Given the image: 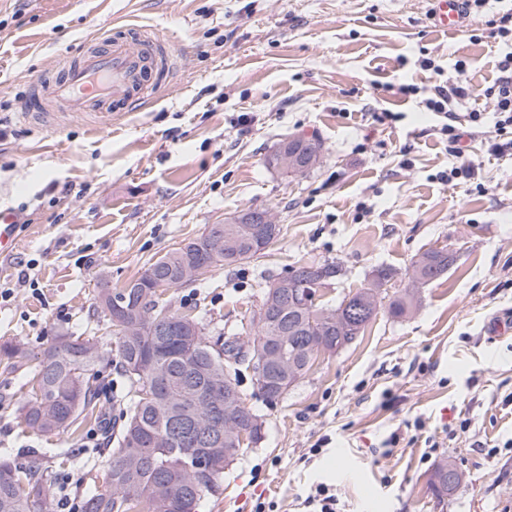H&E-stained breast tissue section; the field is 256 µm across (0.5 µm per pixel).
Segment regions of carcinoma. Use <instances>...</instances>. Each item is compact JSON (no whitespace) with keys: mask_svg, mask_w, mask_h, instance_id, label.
Instances as JSON below:
<instances>
[{"mask_svg":"<svg viewBox=\"0 0 512 512\" xmlns=\"http://www.w3.org/2000/svg\"><path fill=\"white\" fill-rule=\"evenodd\" d=\"M214 225L190 241L193 252L210 266L233 267L252 261L257 257L254 244L237 224L224 225V250L213 256L208 251ZM451 263L448 252L428 250L412 261L409 270L425 277V283L435 282L445 276ZM306 265L325 268V277L318 278L316 288H324L330 279L341 272L339 265L321 263L316 260L304 261ZM167 289L156 288V282L143 281L138 289H127V285L112 289L117 297L127 296V301L139 300L142 295L150 297L156 308L155 315L161 321H191L200 331L199 343L190 349L178 336L169 338L167 346L155 345L152 325L146 321L143 335L130 346L124 336L122 325L112 321L102 305L96 311L106 317L115 338V348L98 347L97 359L87 365L76 355V344L80 337L71 336L64 342H57L46 349L42 357L30 359L23 348L11 341L0 344V362L4 368L15 370L25 367L28 376L29 395L19 407L20 417L25 425L41 436H59L76 432L87 418L100 423L103 444L112 454V464L104 481L106 488L91 491L79 497L75 512H187L181 497L189 498L194 504L219 489V479L224 468L233 462L242 449L260 442L261 436L248 431L247 418L253 411L245 404L241 389L243 372L255 376L254 367L262 343L269 334L255 331L254 318L242 324L245 332H254L252 348L244 351L235 340L223 343L224 354H210L206 344L205 326L195 316L172 309L170 301L164 298ZM381 307V300L372 288H359L344 296L336 305L321 301L305 307L288 304L280 309V323L288 326L287 361L296 367L294 374L286 377L272 372L267 385L272 392L304 376L313 366L315 356L308 348L311 340L325 337L337 343L350 344ZM413 307V298L405 293L393 299L388 312L402 317ZM193 358L204 369L221 380L228 382L230 392L239 407L240 433L231 442L208 454L209 471L203 482L196 488L184 486L180 464L183 453L196 449L193 439L186 437L174 444H157L148 448L142 440L150 435L164 438L168 432L166 405L157 398L154 385L155 372L170 375L169 394L171 399L181 397L184 385L189 379L179 373L178 361ZM114 366L125 381L126 392L119 399L120 413L110 418L100 406L101 392L95 384L98 367ZM82 385L78 402L67 403L60 399L59 387L64 382ZM27 453L32 461L27 465L7 460L0 461V512H54V500L49 495L44 471L38 463L39 449L29 448ZM461 483V475L455 467L445 464L437 468L430 485L439 496L454 491Z\"/></svg>","mask_w":512,"mask_h":512,"instance_id":"obj_1","label":"carcinoma"}]
</instances>
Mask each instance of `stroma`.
I'll return each instance as SVG.
<instances>
[{
	"label": "stroma",
	"mask_w": 512,
	"mask_h": 512,
	"mask_svg": "<svg viewBox=\"0 0 512 512\" xmlns=\"http://www.w3.org/2000/svg\"><path fill=\"white\" fill-rule=\"evenodd\" d=\"M433 0H0V207L20 214L13 253L0 260V341L41 354L55 336L110 343L93 317L97 278L118 287L150 262L249 208L281 227L264 254L215 267L173 288L209 337L230 336L257 309L263 287L297 262L342 268L324 290L336 303L392 270L391 299L413 258L452 259L443 279L416 288L403 317L380 310L337 352L319 355L274 405L250 380L246 404L263 438L224 470L200 512H309L318 484L337 512H512V333L488 320L512 315V150H496L486 95L512 44L488 24L512 0H488L447 32ZM155 29L176 49L172 80L147 106L105 121L70 112H22L32 83L54 74L83 43L124 25ZM434 63L425 70L421 59ZM462 78L460 120L483 123L463 157L448 152L441 119L423 98ZM416 86L401 95L400 85ZM400 118L375 123L374 113ZM252 122L242 127L239 119ZM316 136L321 163L302 175L269 168L285 138ZM478 179L442 182L460 165ZM23 370L0 368V459L41 448L59 503L81 493L84 466L105 471L98 433L41 438L24 430ZM467 432H460L461 421ZM399 441L385 442L391 435ZM75 448V463L53 457ZM462 473L440 497L439 464Z\"/></svg>",
	"instance_id": "1"
}]
</instances>
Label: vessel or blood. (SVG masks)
<instances>
[{
	"label": "vessel or blood",
	"instance_id": "1",
	"mask_svg": "<svg viewBox=\"0 0 512 512\" xmlns=\"http://www.w3.org/2000/svg\"><path fill=\"white\" fill-rule=\"evenodd\" d=\"M434 24L445 31L464 22L462 0H434ZM168 44L144 27L126 26L88 41L80 54L63 60L57 75L37 81L27 109L31 112H95L108 118L139 106L153 85L171 74ZM19 217L0 208V259L13 252Z\"/></svg>",
	"mask_w": 512,
	"mask_h": 512
}]
</instances>
